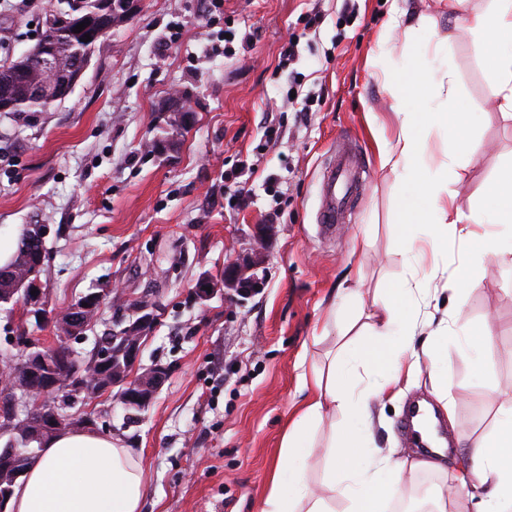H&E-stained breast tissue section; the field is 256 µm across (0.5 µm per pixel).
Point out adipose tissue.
<instances>
[{
  "instance_id": "adipose-tissue-1",
  "label": "adipose tissue",
  "mask_w": 512,
  "mask_h": 512,
  "mask_svg": "<svg viewBox=\"0 0 512 512\" xmlns=\"http://www.w3.org/2000/svg\"><path fill=\"white\" fill-rule=\"evenodd\" d=\"M474 50L497 88L501 112H512V0H488L481 12L467 14ZM399 129L384 140L381 167L398 172L402 199L400 240L408 267L422 256L415 242L445 246L449 234L471 239L470 263L448 273L440 270L447 298L406 280L374 297L375 310L358 343L343 342L324 373L300 377L307 396L280 444V455L260 512H380L382 477L393 484L404 467L373 454L371 403L384 398L403 370L428 366L436 396L448 398V320L441 306L460 314L466 297L479 285L486 257L502 250L492 233L474 236L475 224H512V170L492 183L486 203L471 213L456 207L448 173L467 152L468 114L452 75L408 67L397 90ZM443 140V157L430 165L425 150L430 133ZM339 421L332 439L327 478L309 466L314 437L322 423ZM473 464L454 472L449 488L431 496L432 512H448V496L469 488L482 491L483 512H512V406L499 409L488 434L470 447ZM141 458L120 439L75 429L49 438L15 487L11 512H140L145 493Z\"/></svg>"
}]
</instances>
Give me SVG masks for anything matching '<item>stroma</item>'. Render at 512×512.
Segmentation results:
<instances>
[{
	"label": "stroma",
	"instance_id": "1",
	"mask_svg": "<svg viewBox=\"0 0 512 512\" xmlns=\"http://www.w3.org/2000/svg\"><path fill=\"white\" fill-rule=\"evenodd\" d=\"M50 0H0V61L19 56L40 33ZM435 17L448 53L429 58L451 70L470 112V152L448 174L463 211L479 206L488 184L512 169V117L452 0H142L139 13L99 41L73 93L45 112H0V255L10 256L29 224H45L40 274L50 307L113 286L157 317L140 364L167 378L150 406L129 422L112 394L78 402L95 432L118 437L143 458L142 512H259L288 415L301 404L300 369L322 368L347 324L364 325L375 292L405 274L399 252L398 174L381 168L383 136L398 128L384 68L414 63L404 35L382 41L395 8ZM318 12L305 29L303 14ZM177 41H170L173 28ZM234 28V55L224 32ZM299 36V59L280 52ZM311 94L296 112L289 86ZM189 110L173 123L172 95ZM275 125L278 140L266 143ZM360 147L359 191L335 235L318 232L322 169L339 138ZM242 199H234L235 190ZM265 258L264 286L237 301L216 289L198 298L207 274L227 262ZM466 260L458 237L425 251L422 287H441L436 267ZM359 282L361 296L338 293ZM489 329L484 370L475 372L456 336L448 338L449 401L471 438L487 433L499 407L512 405V264L489 262L460 316ZM53 346L52 328L0 310V356L14 336ZM323 334L309 346L312 334ZM432 398L428 374L373 403L372 432L382 454L416 458L401 429L405 404ZM447 474L406 473L398 502L430 512Z\"/></svg>",
	"mask_w": 512,
	"mask_h": 512
}]
</instances>
